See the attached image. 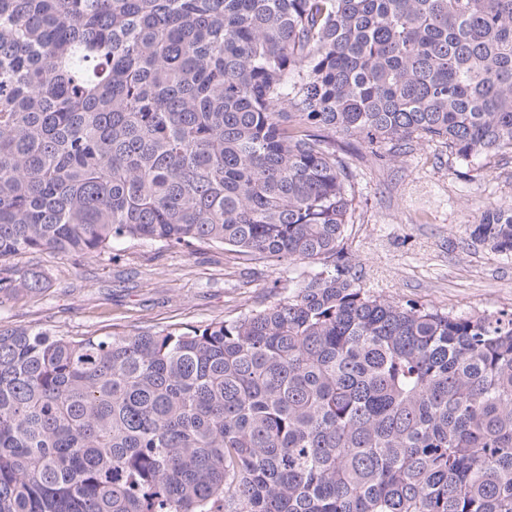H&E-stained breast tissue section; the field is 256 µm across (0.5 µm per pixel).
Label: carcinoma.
<instances>
[{
	"instance_id": "obj_1",
	"label": "carcinoma",
	"mask_w": 512,
	"mask_h": 512,
	"mask_svg": "<svg viewBox=\"0 0 512 512\" xmlns=\"http://www.w3.org/2000/svg\"><path fill=\"white\" fill-rule=\"evenodd\" d=\"M338 137L512 153V0H0V262L316 265L203 328L0 330V512H512V311L366 290Z\"/></svg>"
}]
</instances>
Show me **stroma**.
Segmentation results:
<instances>
[{
    "label": "stroma",
    "mask_w": 512,
    "mask_h": 512,
    "mask_svg": "<svg viewBox=\"0 0 512 512\" xmlns=\"http://www.w3.org/2000/svg\"><path fill=\"white\" fill-rule=\"evenodd\" d=\"M347 160L355 211L346 242L367 290L456 314L512 311V256L473 242L467 230L484 207L512 204V153L466 164L429 142L386 164L362 149ZM32 272L43 281L37 293L23 289ZM4 274L12 290L0 292V329L76 337L231 320L295 291L299 270L220 246L189 253L125 240L93 257L21 254Z\"/></svg>",
    "instance_id": "obj_1"
}]
</instances>
